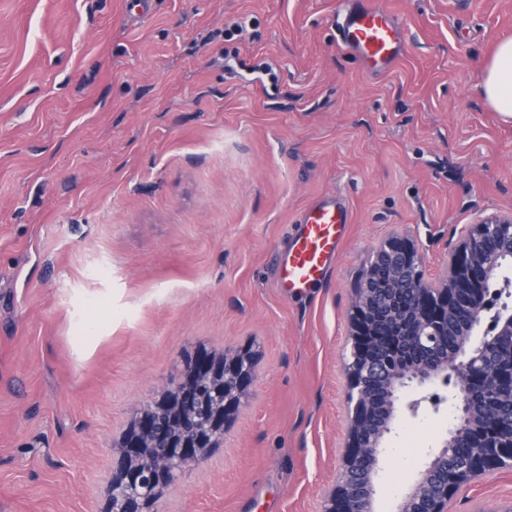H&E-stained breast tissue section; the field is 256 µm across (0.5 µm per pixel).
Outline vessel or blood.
<instances>
[{"instance_id":"vessel-or-blood-1","label":"vessel or blood","mask_w":512,"mask_h":512,"mask_svg":"<svg viewBox=\"0 0 512 512\" xmlns=\"http://www.w3.org/2000/svg\"><path fill=\"white\" fill-rule=\"evenodd\" d=\"M336 42L358 59L369 73H380L404 53L406 35L378 0H351L336 18ZM350 222L346 202L333 195L311 202L300 228L283 251L277 286L289 295H304L334 267Z\"/></svg>"}]
</instances>
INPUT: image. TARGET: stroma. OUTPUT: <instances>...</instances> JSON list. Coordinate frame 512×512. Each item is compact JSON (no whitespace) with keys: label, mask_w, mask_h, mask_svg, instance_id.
I'll return each mask as SVG.
<instances>
[{"label":"stroma","mask_w":512,"mask_h":512,"mask_svg":"<svg viewBox=\"0 0 512 512\" xmlns=\"http://www.w3.org/2000/svg\"><path fill=\"white\" fill-rule=\"evenodd\" d=\"M341 0H0V512H106L127 433L185 360L255 376L150 512H320L345 433L348 311L398 231L435 277L468 225L512 212V119L476 92L512 0H380L404 54L365 73ZM233 33H226V25ZM351 210L304 297L278 255L315 198ZM453 420L384 443L395 512ZM512 468L448 512H503Z\"/></svg>","instance_id":"35a3bbf8"}]
</instances>
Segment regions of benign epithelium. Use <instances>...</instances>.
I'll return each instance as SVG.
<instances>
[{"mask_svg":"<svg viewBox=\"0 0 512 512\" xmlns=\"http://www.w3.org/2000/svg\"><path fill=\"white\" fill-rule=\"evenodd\" d=\"M372 253L350 313L342 465L337 480L324 493L322 512H374L373 476L399 412L404 409L416 417L426 402L437 413L447 401L455 409L453 422L397 512H448V500L476 479L512 467V434L498 422V407L506 389L512 390V314L498 316L487 332L479 333L490 306L482 284L512 263V215L469 225L433 279L425 277L422 255L404 236L382 241ZM383 263L395 269L398 286L415 299L405 317L412 325V338L423 350L437 351L448 343L452 318L466 302L469 328L450 354L427 367L375 357L377 309L388 302L375 276ZM476 268L483 270L479 278L472 275ZM479 334L482 340L472 343ZM253 377L254 365L247 355L200 359L183 371L173 393L147 409L128 436L125 463L112 475L110 512H144L179 472L196 464L223 434ZM439 377L453 382L447 397L424 395L400 404L403 389ZM462 436L468 438L471 455L454 466L448 463V449Z\"/></svg>","mask_w":512,"mask_h":512,"instance_id":"benign-epithelium-1","label":"benign epithelium"}]
</instances>
